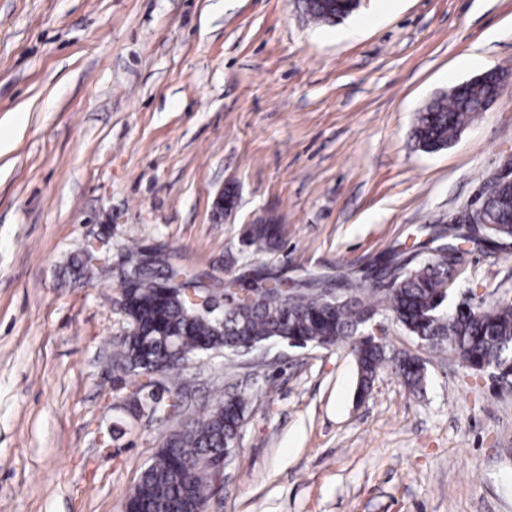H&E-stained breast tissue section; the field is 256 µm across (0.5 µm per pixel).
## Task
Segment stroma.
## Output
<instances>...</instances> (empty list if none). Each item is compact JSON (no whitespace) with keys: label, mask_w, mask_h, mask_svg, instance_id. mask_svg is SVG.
<instances>
[{"label":"stroma","mask_w":512,"mask_h":512,"mask_svg":"<svg viewBox=\"0 0 512 512\" xmlns=\"http://www.w3.org/2000/svg\"><path fill=\"white\" fill-rule=\"evenodd\" d=\"M509 65L512 0H361L334 24L299 0H0V512H123L228 391L247 409L220 512H512V391L453 357L424 354L418 393L384 368L360 402L345 347L212 355L162 422L117 408L109 363L129 236L239 289L363 276L512 159V82L447 148L411 140L430 100ZM270 216L280 247L245 245ZM94 238L112 267L85 284ZM468 293L512 299V253H474Z\"/></svg>","instance_id":"35a3bbf8"}]
</instances>
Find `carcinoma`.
<instances>
[{"instance_id": "obj_1", "label": "carcinoma", "mask_w": 512, "mask_h": 512, "mask_svg": "<svg viewBox=\"0 0 512 512\" xmlns=\"http://www.w3.org/2000/svg\"><path fill=\"white\" fill-rule=\"evenodd\" d=\"M305 11L317 22L329 23L352 14L342 0H303ZM491 77L473 83L466 91L451 90L430 101L416 115L412 130L414 145L425 152L446 148L479 109L476 102L488 95ZM481 217L486 224L512 227V190L484 203ZM280 224H253L246 244L259 250L279 247ZM500 251L497 239L486 237L475 224L429 227L427 238L407 251L392 249L386 258L402 269L388 288H365L360 281H343L348 299L325 304L309 294L280 290L288 280L277 279L249 305H224L223 322L197 312L181 296L162 294L152 277L128 289L125 324L130 336H120L112 350V367L120 390L152 409L153 417L165 419L168 396H155L145 377L152 367L162 366L173 379L172 394L184 385L186 366L174 358L184 352L191 359L204 355L226 357L245 345L259 347L276 340L300 339L309 345L348 346L358 349L360 390L369 389L386 365L402 378L412 392L421 389L425 366L406 352L378 348L356 335L369 310H381L397 319L408 335L436 341L435 350L453 351L468 369L499 363L495 345L512 342V303L482 306L478 314L453 317L448 310V276L455 259L476 251ZM246 404L238 394L224 396L201 420L168 436V445L158 449L142 470L125 507L131 512H188L201 503L213 480L214 456L232 446L238 437Z\"/></svg>"}]
</instances>
